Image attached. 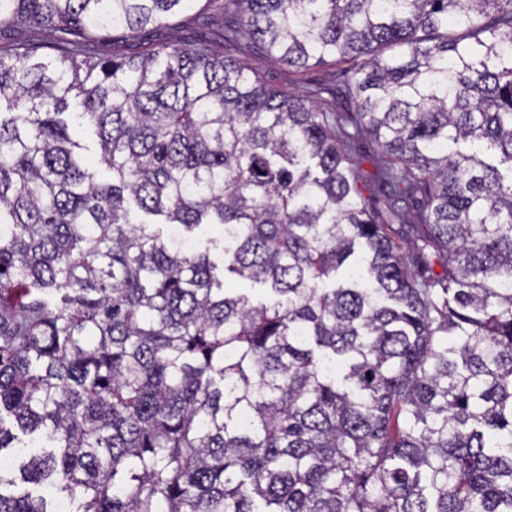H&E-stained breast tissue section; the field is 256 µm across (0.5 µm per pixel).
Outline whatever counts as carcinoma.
I'll return each instance as SVG.
<instances>
[{
  "mask_svg": "<svg viewBox=\"0 0 512 512\" xmlns=\"http://www.w3.org/2000/svg\"><path fill=\"white\" fill-rule=\"evenodd\" d=\"M191 2L0 0V512H512V0ZM202 3L204 2H192V5L183 14L184 23L177 28L161 31L157 37H154V39H157L155 43L171 40L179 41L198 35H206L218 43L221 42L220 29L208 25L203 11L199 10ZM91 51L98 58L112 59V55L118 56L129 53V45L119 38H113L112 35L102 37L95 41L92 45ZM231 48L233 55L248 64L267 84L287 93L293 90L306 94L317 85L334 87L343 66L328 63L300 72H289L257 46L239 44Z\"/></svg>",
  "mask_w": 512,
  "mask_h": 512,
  "instance_id": "carcinoma-1",
  "label": "carcinoma"
}]
</instances>
